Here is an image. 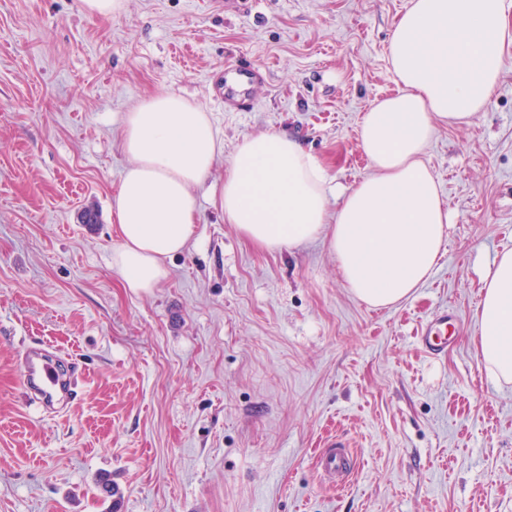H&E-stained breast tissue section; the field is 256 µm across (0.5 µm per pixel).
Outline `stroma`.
<instances>
[{
  "instance_id": "obj_1",
  "label": "stroma",
  "mask_w": 512,
  "mask_h": 512,
  "mask_svg": "<svg viewBox=\"0 0 512 512\" xmlns=\"http://www.w3.org/2000/svg\"><path fill=\"white\" fill-rule=\"evenodd\" d=\"M410 0H0V512H512V385L477 352L481 280L512 248V59L469 124L426 162L446 201L445 255L409 298L373 309L325 241L245 240L198 190L200 219L158 288L112 268L124 112L160 91L211 112L232 156L283 132L332 185L369 175L359 122L397 90L386 62ZM232 61L261 66L248 112L224 108ZM463 316L435 358L438 310ZM79 360L74 395L29 399L30 349ZM351 445L342 484L316 466ZM110 477L115 492L101 496ZM82 9L89 14L112 16L125 7V0H81Z\"/></svg>"
}]
</instances>
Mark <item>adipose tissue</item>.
Instances as JSON below:
<instances>
[{
    "instance_id": "adipose-tissue-1",
    "label": "adipose tissue",
    "mask_w": 512,
    "mask_h": 512,
    "mask_svg": "<svg viewBox=\"0 0 512 512\" xmlns=\"http://www.w3.org/2000/svg\"><path fill=\"white\" fill-rule=\"evenodd\" d=\"M511 13L512 0H410L388 45L398 91L360 123L371 175L339 191L287 135H248L214 191L225 221L269 251L325 238L344 288L370 307L409 297L437 266L449 223L426 149L438 125L467 124L486 107L512 55ZM119 144L128 164L112 200V267L126 288L147 293L193 237L196 189L224 144L209 112L166 91L124 113ZM481 291L479 357L510 384L512 249L496 253Z\"/></svg>"
}]
</instances>
